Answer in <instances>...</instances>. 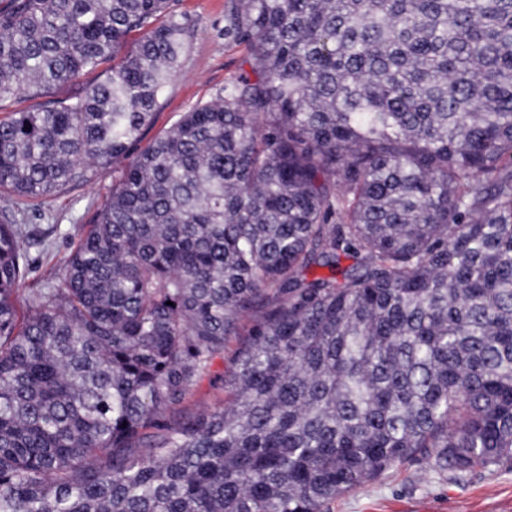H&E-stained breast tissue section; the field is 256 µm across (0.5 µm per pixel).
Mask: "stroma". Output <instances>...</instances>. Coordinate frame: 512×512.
Returning <instances> with one entry per match:
<instances>
[{
  "label": "stroma",
  "mask_w": 512,
  "mask_h": 512,
  "mask_svg": "<svg viewBox=\"0 0 512 512\" xmlns=\"http://www.w3.org/2000/svg\"><path fill=\"white\" fill-rule=\"evenodd\" d=\"M239 0H179L177 12L187 31L188 47L180 74L164 89L153 139L182 112L215 98L227 81L251 69L247 43L224 32ZM112 190V171L94 168L86 182L48 198H20L0 191V213L19 211L34 234H47L50 249L29 246L31 272L26 287L38 288L55 277L60 259L77 242ZM328 512H512V465L476 471L456 479L435 475L425 459L391 470L363 490L336 498Z\"/></svg>",
  "instance_id": "obj_1"
}]
</instances>
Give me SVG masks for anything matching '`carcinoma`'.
<instances>
[{"instance_id":"carcinoma-1","label":"carcinoma","mask_w":512,"mask_h":512,"mask_svg":"<svg viewBox=\"0 0 512 512\" xmlns=\"http://www.w3.org/2000/svg\"><path fill=\"white\" fill-rule=\"evenodd\" d=\"M175 2L0 6V100L112 60L0 119V189L117 172L24 308L0 214V512H325L419 456L511 464L512 0H241L251 73L142 147ZM110 68H112V60L103 63L94 71L83 72L72 82L58 88L55 95L58 97L70 96L84 86L98 82L99 79L103 78L102 73ZM222 393L215 389L210 383V376H204L194 388L189 408L194 409L200 406H218L222 402Z\"/></svg>"}]
</instances>
